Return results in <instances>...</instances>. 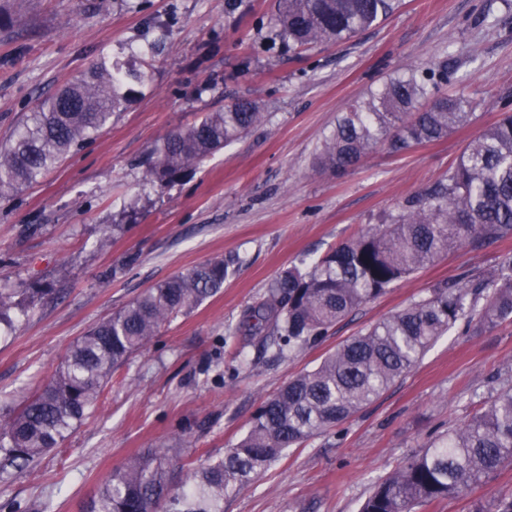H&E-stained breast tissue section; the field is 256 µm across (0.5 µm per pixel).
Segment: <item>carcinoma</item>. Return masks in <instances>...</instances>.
I'll use <instances>...</instances> for the list:
<instances>
[{"label": "carcinoma", "instance_id": "cac0c4a2", "mask_svg": "<svg viewBox=\"0 0 512 512\" xmlns=\"http://www.w3.org/2000/svg\"><path fill=\"white\" fill-rule=\"evenodd\" d=\"M402 0H278L274 27L290 52L343 42L378 25ZM133 59L101 58L42 100L0 148V194L37 181L45 170L112 122L150 81ZM478 103L465 94L429 97L415 73L388 78L340 113L324 139L322 169L342 174L385 146L393 153L448 136L469 123ZM260 106L236 100L172 131L147 158L146 180L161 188L254 128ZM512 236V114L469 142L448 178L407 200L388 223L369 225L310 269L278 273L247 312L250 330L270 329L277 353L327 335L355 308L384 294L457 247L478 250ZM214 259L147 289L72 343L48 379L18 407L0 413V476L34 467L101 401L112 374L141 353L160 327L224 286ZM488 298L478 306L483 294ZM477 334L512 323V260L487 277L468 272L441 281L411 306L343 343L316 368L290 380L257 408L247 434L224 457L187 473L172 489L165 450L115 468L82 512H222L224 498L260 478L283 452L345 421L408 373L460 320ZM512 463V391L500 394L448 441L407 458L361 512H412L456 497ZM471 512H512V493Z\"/></svg>", "mask_w": 512, "mask_h": 512}]
</instances>
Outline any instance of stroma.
Returning <instances> with one entry per match:
<instances>
[{
  "label": "stroma",
  "instance_id": "obj_1",
  "mask_svg": "<svg viewBox=\"0 0 512 512\" xmlns=\"http://www.w3.org/2000/svg\"><path fill=\"white\" fill-rule=\"evenodd\" d=\"M276 0H0V143L37 104L103 57L136 56L149 85L112 123L17 192L0 195V289L22 309L0 325V410L17 407L91 326L149 287L224 260V286L164 324L112 376L104 398L35 469L0 478V505L80 512L128 457L168 449L173 466L223 457L260 403L346 339L466 270L512 258V237L461 248L336 323L277 354L250 331L248 310L288 266L306 269L446 178L467 144L512 111V0H403L350 40L301 54L271 39ZM450 68L439 93L479 103L441 140L394 154L380 147L342 176L318 156L336 118L390 76ZM264 121L158 189L150 150L174 129L236 98ZM117 224L116 234L105 226ZM512 389V324L475 336L465 323L411 372L343 424L288 451L224 512H360L408 457L460 428ZM512 492V464L484 485L423 512H469Z\"/></svg>",
  "mask_w": 512,
  "mask_h": 512
}]
</instances>
